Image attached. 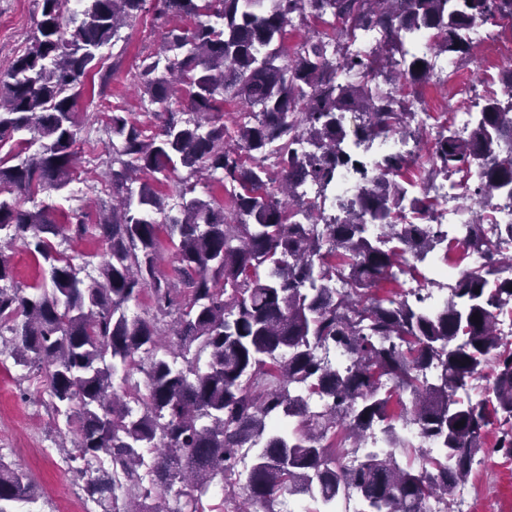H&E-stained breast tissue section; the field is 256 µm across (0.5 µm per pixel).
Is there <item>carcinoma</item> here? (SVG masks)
I'll return each instance as SVG.
<instances>
[{
  "label": "carcinoma",
  "instance_id": "carcinoma-1",
  "mask_svg": "<svg viewBox=\"0 0 512 512\" xmlns=\"http://www.w3.org/2000/svg\"><path fill=\"white\" fill-rule=\"evenodd\" d=\"M67 2L34 0L29 45L0 70V239L21 243L50 280L5 286L14 274L0 250V345L43 377L50 416L74 428L65 454L84 496L102 512H217L208 500L222 484L224 500L243 504L234 512H277L286 494L305 512H426L466 481L489 426L494 452L511 461L512 341L497 324L512 314V256L501 247L512 223L491 236L483 224L498 200H512V68L467 136L446 126L435 138L430 174L461 175L474 218L404 222L431 207L404 180L409 163L384 154L370 164L357 150L413 118L376 83L379 70L428 82L433 55L471 59L478 24L506 21L512 31V0ZM149 3L157 19L193 24L171 26L134 74L141 100L166 114L161 130L148 136L119 112L106 124L120 170L100 203L106 248L87 283L53 243L82 238L87 225L25 204L73 180L86 78ZM311 20L317 28L286 47L288 30ZM371 33L380 40L369 58L344 53L347 40ZM428 34L436 51L414 49ZM235 100L248 111L230 132L221 119ZM19 132L31 138L14 140ZM204 171L220 175L227 200L195 195ZM342 171L363 182L340 202L342 215L301 193ZM158 174L176 177L175 211L152 189ZM138 175L147 180L135 199ZM164 236L174 280L157 267ZM454 250L478 265L459 272L447 298L425 305L399 288L400 272L419 275L414 261L446 264ZM176 280L187 294L178 308ZM146 292L155 313L130 315ZM171 315L168 340L161 322ZM490 361L492 386L474 397ZM243 450L253 463L242 480ZM146 451L148 489L139 480ZM101 452L110 467L94 470ZM177 483L174 505L145 506ZM37 498L31 477L0 460V512Z\"/></svg>",
  "mask_w": 512,
  "mask_h": 512
}]
</instances>
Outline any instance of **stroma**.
<instances>
[{
	"instance_id": "1",
	"label": "stroma",
	"mask_w": 512,
	"mask_h": 512,
	"mask_svg": "<svg viewBox=\"0 0 512 512\" xmlns=\"http://www.w3.org/2000/svg\"><path fill=\"white\" fill-rule=\"evenodd\" d=\"M33 0H0V66L6 65L25 46L31 35L35 17ZM166 31L164 21L144 15L131 26L122 28L126 50L121 65H114L112 47L100 51L99 73L90 74L86 90L77 103L79 113L87 120L81 133L78 183L61 193L51 195L50 204L60 220H83L90 233L83 239L67 242L65 252L82 266L84 275L95 273L88 265L89 256L102 253L105 243L94 226L98 222L99 202L109 192L107 172L112 164V142L106 135L104 115L116 109L140 123L148 133L157 132L164 123L160 112L147 111L133 84L132 76L141 61L154 55ZM502 64L488 59L483 44H476L471 62L463 66L464 75L475 88L472 110H479L483 99L500 91V83L487 82V75H498ZM111 72L108 86H101L100 72ZM390 89L399 97L413 100L416 108L438 110L450 114L459 101L451 88L428 82L410 86L396 81ZM48 395L36 372L15 364L0 355V460L28 472L39 488V499L31 512H78V494L60 466L61 444L71 443V436H59L52 426L46 408ZM471 492V512H512V461L499 454H488L477 464L467 479Z\"/></svg>"
}]
</instances>
